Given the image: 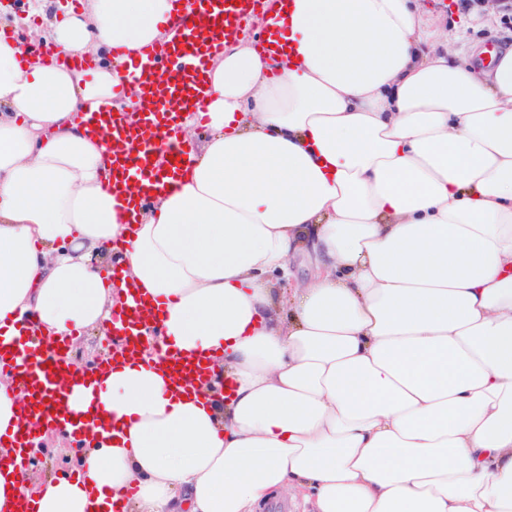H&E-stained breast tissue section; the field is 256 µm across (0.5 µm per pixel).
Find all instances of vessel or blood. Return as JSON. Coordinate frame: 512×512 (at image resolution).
Here are the masks:
<instances>
[{
	"label": "vessel or blood",
	"mask_w": 512,
	"mask_h": 512,
	"mask_svg": "<svg viewBox=\"0 0 512 512\" xmlns=\"http://www.w3.org/2000/svg\"><path fill=\"white\" fill-rule=\"evenodd\" d=\"M259 0H188L191 17H180L175 24L174 39L141 54L132 66L133 81L143 84L156 109L148 110L141 120L113 116L111 111L99 112L89 120L92 132L101 134L112 166L120 180L142 181L146 191L162 189L163 169H178L188 150L178 137L174 114L188 110L200 113L205 109V74L212 56L222 50L227 36L237 31L240 23L254 11ZM278 7L267 19L259 45L272 56L283 54L288 46V19L291 0H276ZM164 147L168 159L157 164L155 150ZM148 316L139 298L112 314V325L120 330H133L146 323ZM40 351L39 360H32L33 351ZM0 365L16 370L34 402L16 433L17 438L30 435L38 420L62 423V391L57 377L63 364L56 349L39 337L29 343L0 353Z\"/></svg>",
	"instance_id": "obj_1"
}]
</instances>
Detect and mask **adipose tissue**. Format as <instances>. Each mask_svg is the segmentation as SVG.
<instances>
[{
  "instance_id": "1",
  "label": "adipose tissue",
  "mask_w": 512,
  "mask_h": 512,
  "mask_svg": "<svg viewBox=\"0 0 512 512\" xmlns=\"http://www.w3.org/2000/svg\"><path fill=\"white\" fill-rule=\"evenodd\" d=\"M180 0H89L48 41L0 34V344L110 324L138 288L156 342L68 403L74 477L0 472V512H512V48L456 63L417 0H293L288 55L228 38L189 156L129 222L86 118ZM209 131L195 141L193 128ZM119 255V268L107 259ZM314 264L292 279L290 260ZM288 282L279 291V282ZM208 357L175 387L167 356ZM0 368V444L22 414Z\"/></svg>"
}]
</instances>
